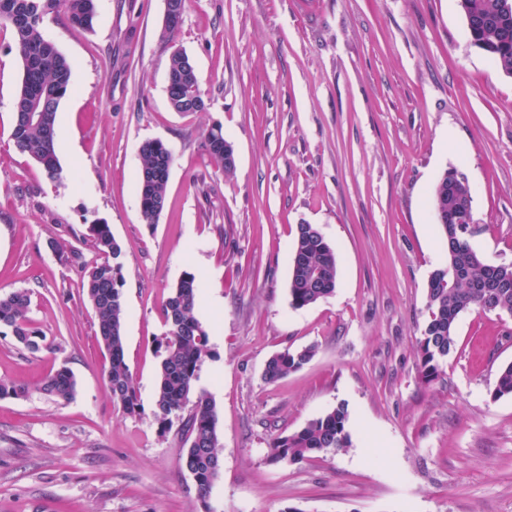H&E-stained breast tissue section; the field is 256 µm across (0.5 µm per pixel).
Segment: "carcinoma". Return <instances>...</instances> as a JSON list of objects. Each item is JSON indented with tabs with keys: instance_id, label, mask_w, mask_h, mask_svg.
I'll return each mask as SVG.
<instances>
[{
	"instance_id": "cac0c4a2",
	"label": "carcinoma",
	"mask_w": 512,
	"mask_h": 512,
	"mask_svg": "<svg viewBox=\"0 0 512 512\" xmlns=\"http://www.w3.org/2000/svg\"><path fill=\"white\" fill-rule=\"evenodd\" d=\"M507 0H460V8L471 44L492 64L512 77V7ZM64 10L74 24L87 26L94 15V0H0V26L12 30L23 64L15 94L11 133L15 148L42 165L51 180L63 178L55 152L56 116L61 100L71 87L72 70L67 58L44 35L42 23L48 14ZM168 95L178 112H201L206 103L188 54L175 50L169 60ZM205 150L212 165L225 174L235 169L233 146L222 127H212L205 137ZM137 174L140 215L144 224H157L166 200L172 154L160 140L142 144ZM472 197L469 183L458 179L448 184L443 173L431 193L433 212H442L441 226L447 239V259L435 269L427 286V319L418 341L422 377L435 380L441 366L455 350L456 327L467 310L512 316V265L496 270L473 249L469 239L473 215L456 206V200ZM94 248L102 257L91 267H82V289L91 303L98 325L99 343L108 352L105 385L112 401L129 413L138 408V390L125 358L123 338L124 276L121 247L107 224L88 227ZM336 251L312 224H300L293 245L289 294L291 305L301 309L333 295L338 287ZM30 292L17 290L0 296V327L11 330L16 340L30 351L40 348V336L28 317ZM196 277L185 273L173 289L164 310L165 331L159 342L162 359L158 371L155 418L168 425L182 419L188 444L181 457L201 499L210 496L219 476L221 447L212 400L194 394L203 358L209 352V333L195 316ZM315 353L312 347L285 350L272 356L264 378L277 381L300 369ZM76 380L66 367L57 369L42 382L40 391L66 402L76 392ZM491 396H512V363L496 377ZM349 413L340 404L310 420L300 430L277 437L269 444L273 462L301 463L320 452L347 447Z\"/></svg>"
}]
</instances>
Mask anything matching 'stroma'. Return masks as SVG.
<instances>
[{"label":"stroma","instance_id":"1","mask_svg":"<svg viewBox=\"0 0 512 512\" xmlns=\"http://www.w3.org/2000/svg\"><path fill=\"white\" fill-rule=\"evenodd\" d=\"M90 26L42 28L72 67L56 120L62 181L11 140L22 62L0 29V294L26 289L43 338L31 353L0 329V512H512V317L464 312L440 377L423 383L417 340L444 260L429 205L457 170L473 196V248L512 263V77L471 45L458 0H188L166 34L164 0H94ZM192 58L207 107L178 112L174 49ZM222 126L232 174L207 130ZM173 156L165 207L143 224L141 145ZM109 224L122 248L125 356L139 407L109 396L107 355L80 288ZM335 249V293L290 304L298 224ZM210 353L196 392L215 405L223 468L208 500L185 445L155 416L163 310L184 273ZM314 347L269 382L268 359ZM73 399L40 394L60 366ZM350 444L289 465L273 438L337 405ZM205 150L212 165L224 174H230L235 169L233 146L224 138L222 127H212L205 137Z\"/></svg>","mask_w":512,"mask_h":512}]
</instances>
